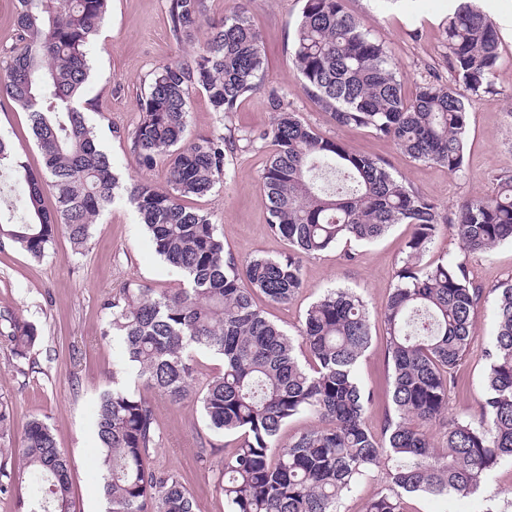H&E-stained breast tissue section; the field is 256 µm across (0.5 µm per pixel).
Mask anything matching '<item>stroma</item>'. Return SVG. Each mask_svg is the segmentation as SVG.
I'll use <instances>...</instances> for the list:
<instances>
[{
	"label": "stroma",
	"mask_w": 512,
	"mask_h": 512,
	"mask_svg": "<svg viewBox=\"0 0 512 512\" xmlns=\"http://www.w3.org/2000/svg\"><path fill=\"white\" fill-rule=\"evenodd\" d=\"M302 0H250V16L259 30L266 57L262 89L246 98L226 117L239 133L261 129L272 120L269 89L279 90L303 119L322 133L341 140L351 152L382 160L387 168L454 215L462 201L486 194L494 176L512 174V101H476L469 113L465 172L414 161L390 139L365 128H339L303 92L291 63V38L302 11ZM501 34L500 63L491 80L497 89L512 91V0H482ZM168 0H110L105 22L89 58L91 77L83 100L99 147L108 153L121 176L133 175L163 184L162 167L139 168L126 136L140 119L138 99L151 72L162 62L188 57L195 43L177 44L169 33ZM346 11L390 47L406 92L430 72L450 80L443 30L454 0H344ZM0 136L8 139L22 161L42 167L25 112L0 98ZM271 146L237 153L223 184L210 193L191 197L187 206L207 212L224 239L227 252L240 260L256 255L278 258L287 241L268 224L260 174ZM411 225L398 224L367 244H338L301 259L303 287L286 305H267L271 319L297 333L305 309L327 289L349 288L360 295L371 318L372 342L360 359L357 376L370 390L368 423L380 429L389 405V373L380 313L396 286L395 273L404 256ZM90 249L71 254L66 238H58L49 256L34 261L11 244L0 245V311L22 314L41 333L30 359H16L0 340V402L11 408L15 432L32 419L45 420L60 448L73 461L72 485L78 512H104L106 501L98 466L94 412L100 394L112 387L118 361L117 341L101 339L103 303L124 282L136 280L153 288H175L178 275L155 254L136 211L126 202L110 205L91 228ZM473 282L486 288L512 278V243L472 255ZM496 321L491 304H484L475 322L471 353L457 372L458 384L448 395V417H472L479 412L485 390V351L492 345ZM145 395L156 408L162 444L153 456L156 467L170 471L193 493L198 512H224L218 489L224 455L233 436H218L205 427L199 405L169 404L154 390ZM404 512H512V464L500 465L480 492L460 498L410 494Z\"/></svg>",
	"instance_id": "35a3bbf8"
}]
</instances>
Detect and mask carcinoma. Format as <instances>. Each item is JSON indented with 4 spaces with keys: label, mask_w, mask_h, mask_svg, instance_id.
Returning a JSON list of instances; mask_svg holds the SVG:
<instances>
[{
    "label": "carcinoma",
    "mask_w": 512,
    "mask_h": 512,
    "mask_svg": "<svg viewBox=\"0 0 512 512\" xmlns=\"http://www.w3.org/2000/svg\"><path fill=\"white\" fill-rule=\"evenodd\" d=\"M168 2L173 39L193 41L208 0ZM246 4L239 0L209 25L192 59L157 66L139 98L129 151L145 169L163 161L165 187L141 179L125 188L126 200L155 253L183 283L174 289L123 284L104 302L101 336L121 339L122 366L136 372L137 382L172 405L200 404L208 430L235 436L221 468L224 512H340L342 501L386 460L392 462L388 488L367 498L363 512H403L405 493H474L499 465L512 463V281L484 288L470 279L467 262L512 242V174L494 178L490 193L464 202L448 221L381 161L318 132L274 89L268 127L240 135L225 126L224 115L260 89L265 73L261 35ZM107 8L108 0H17L20 43L0 77V92L28 114L44 168H29L0 137V170H10L25 187L22 216L0 211V239L37 261L61 234L72 255L84 254L92 224L118 197L114 164L97 146L81 101L89 48ZM499 45L491 16L461 0L444 36L454 82L432 75L408 95L392 51L345 12L343 0H304L291 60L304 93L337 127L369 128L409 158L460 174L470 102L512 99L490 81ZM196 90L206 94L220 127L188 140ZM242 141L275 147L261 181L270 228L292 248L286 257L238 261L225 252L210 217L185 204L224 182ZM47 181L56 191L53 211L42 205ZM444 223L461 253L426 265L423 257ZM397 224L413 232L381 315L392 405L377 433L366 421L371 393L356 374L372 340L363 299L348 289L327 291L307 309L295 338L255 297L291 302L303 287L301 256L343 241L372 242ZM491 295L497 331L485 351L480 413L449 420L441 451L426 428L448 411L478 310ZM0 337L26 360L40 333L7 311L0 314ZM198 351L221 356L224 372L200 383ZM300 414L322 425L280 445L283 426ZM95 427L106 512H197L180 479L153 465L160 432L153 404L138 389L113 380L100 398ZM8 453L18 455L21 467L0 468V493L25 483L17 512H77L70 458L46 421L30 420L19 447L0 448V456Z\"/></svg>",
    "instance_id": "cac0c4a2"
}]
</instances>
